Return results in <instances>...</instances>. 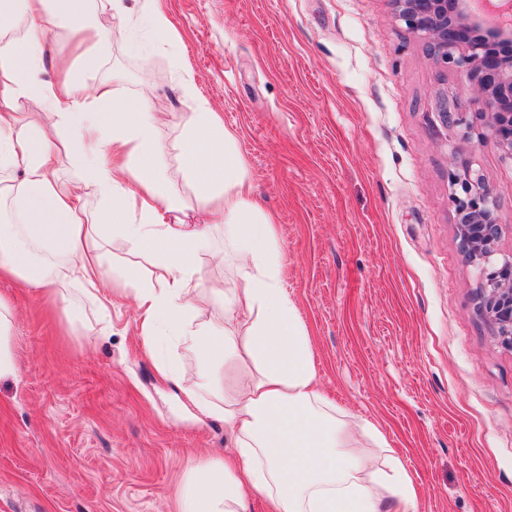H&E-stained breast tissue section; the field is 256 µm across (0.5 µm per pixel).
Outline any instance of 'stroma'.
Segmentation results:
<instances>
[{"label": "stroma", "mask_w": 512, "mask_h": 512, "mask_svg": "<svg viewBox=\"0 0 512 512\" xmlns=\"http://www.w3.org/2000/svg\"><path fill=\"white\" fill-rule=\"evenodd\" d=\"M181 48L97 71L150 95L172 142L191 101L236 137L257 203L274 217L283 279L312 339L319 390L383 431L416 475L420 512H512V351L477 312L448 173L470 160L502 200L512 253V162L478 133L443 126L440 98L468 103L458 73L396 21L392 0H160ZM45 77L93 42L49 36ZM213 225L203 283L236 277ZM108 315L13 278L15 374L0 378V512H181L190 462L224 458L221 419L157 371L132 292L111 272Z\"/></svg>", "instance_id": "1"}]
</instances>
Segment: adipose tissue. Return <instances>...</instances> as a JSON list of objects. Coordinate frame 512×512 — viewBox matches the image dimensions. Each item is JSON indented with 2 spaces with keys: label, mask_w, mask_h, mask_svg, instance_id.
<instances>
[{
  "label": "adipose tissue",
  "mask_w": 512,
  "mask_h": 512,
  "mask_svg": "<svg viewBox=\"0 0 512 512\" xmlns=\"http://www.w3.org/2000/svg\"><path fill=\"white\" fill-rule=\"evenodd\" d=\"M130 14L123 0H0V274L65 297L71 314L85 297L104 314L110 301L98 285L110 268H124L146 346L171 339L195 356L189 375L171 360L158 367L202 413L223 420L232 452L191 468L182 512H246L251 496L271 512H419L414 475L384 434L317 389L311 339L282 285L273 220L252 197L234 134L196 96L193 72L180 76L194 105L172 147L239 270L206 290L196 259L209 226L179 220L184 202L170 184L172 147L159 136V113L145 98L118 96L117 71L85 96L87 75L105 62L112 31L127 32ZM72 30L94 39L92 51L63 79H44L49 35ZM25 99L40 111H21ZM64 131L67 161L82 175L68 185L57 166ZM92 193L103 207L89 223ZM114 237L138 264L123 267L112 255ZM200 294L220 311L202 324ZM220 365L235 372L224 388Z\"/></svg>",
  "instance_id": "obj_1"
}]
</instances>
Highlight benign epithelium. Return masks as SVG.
I'll use <instances>...</instances> for the list:
<instances>
[{"mask_svg": "<svg viewBox=\"0 0 512 512\" xmlns=\"http://www.w3.org/2000/svg\"><path fill=\"white\" fill-rule=\"evenodd\" d=\"M493 0H393L395 18L419 38L430 55L460 74L473 92L471 111L444 98L438 118L469 135L482 122L481 142L490 143L512 161V0L507 18L491 22L471 8ZM457 236L479 271L480 313L495 328V338L512 350V255L495 259L501 237V202L471 162L461 161L449 173Z\"/></svg>", "mask_w": 512, "mask_h": 512, "instance_id": "7a95c632", "label": "benign epithelium"}]
</instances>
